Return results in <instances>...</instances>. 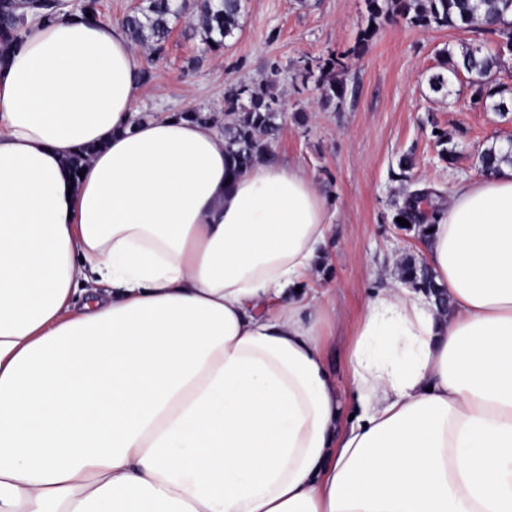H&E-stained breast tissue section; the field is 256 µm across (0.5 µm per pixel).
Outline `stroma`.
<instances>
[{
  "mask_svg": "<svg viewBox=\"0 0 512 512\" xmlns=\"http://www.w3.org/2000/svg\"><path fill=\"white\" fill-rule=\"evenodd\" d=\"M375 33L356 43L367 26ZM498 48V40L471 30L422 28L402 20L370 23L366 0H245L240 28L221 51H210L190 21L174 26L164 55L144 60L140 111L204 108L224 114L230 85L264 84L278 102L281 127L272 150L303 167L330 201L334 234L319 287L336 291L339 320L325 355L342 394H349L347 353L351 319L368 292L385 287L389 260H423L415 232L393 224L402 202L395 179L398 160L412 155L417 182L451 192L461 179L483 176L479 154L492 144L512 145V113L502 116L476 100L466 75L450 78L447 96L430 91L447 47ZM346 55V95L338 108L324 106L305 62ZM455 147L441 160L437 134Z\"/></svg>",
  "mask_w": 512,
  "mask_h": 512,
  "instance_id": "35a3bbf8",
  "label": "stroma"
}]
</instances>
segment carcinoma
<instances>
[{"label":"carcinoma","mask_w":512,"mask_h":512,"mask_svg":"<svg viewBox=\"0 0 512 512\" xmlns=\"http://www.w3.org/2000/svg\"><path fill=\"white\" fill-rule=\"evenodd\" d=\"M367 5L373 17L384 14L392 21L404 19L420 27L476 29L500 37L507 47H512V0H367ZM32 9L46 21L59 18L54 0H0V61L4 60L2 48L20 41V28L26 12ZM243 9V0H140L123 19V27L134 44L158 59L166 50L174 20L189 16L196 19L207 47L218 51L239 29ZM441 57L440 69L428 78L434 93L447 95L448 75L463 72L478 95L491 100L493 111L503 115L512 111L503 97V90L488 88L491 77L503 68L500 52L463 46L458 54L446 48L441 51ZM346 58L345 54L334 56L319 66L317 88L321 98L328 102L341 100L346 94ZM224 113L232 115V119L221 126V131L238 168H249L260 160L275 158L271 144L277 139L280 126L275 122V109L266 86L227 87ZM501 162L512 163L511 150L503 154L491 146L481 152L483 171ZM398 166L397 178L404 201L397 216L418 228L436 223L441 212L436 200L441 195L432 189L415 187L408 175L412 166L410 157H401ZM401 272L406 281L420 288L437 287L431 271L411 258L402 262Z\"/></svg>","instance_id":"cac0c4a2"}]
</instances>
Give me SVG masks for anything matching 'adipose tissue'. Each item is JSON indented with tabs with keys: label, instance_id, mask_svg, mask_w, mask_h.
<instances>
[{
	"label": "adipose tissue",
	"instance_id": "adipose-tissue-1",
	"mask_svg": "<svg viewBox=\"0 0 512 512\" xmlns=\"http://www.w3.org/2000/svg\"><path fill=\"white\" fill-rule=\"evenodd\" d=\"M22 37L0 67V512H512V164L424 239L447 308L388 264L347 406L310 175L234 171L216 125L140 117L122 26Z\"/></svg>",
	"mask_w": 512,
	"mask_h": 512
}]
</instances>
